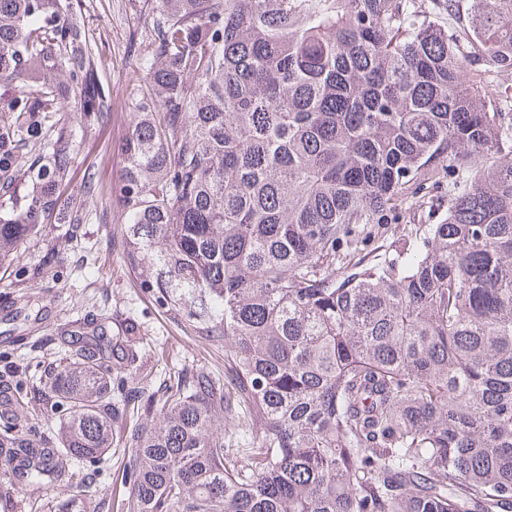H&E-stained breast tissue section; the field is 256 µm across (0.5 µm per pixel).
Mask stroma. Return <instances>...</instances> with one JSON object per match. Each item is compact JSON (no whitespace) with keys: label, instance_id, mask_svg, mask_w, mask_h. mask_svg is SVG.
Returning a JSON list of instances; mask_svg holds the SVG:
<instances>
[{"label":"stroma","instance_id":"1","mask_svg":"<svg viewBox=\"0 0 512 512\" xmlns=\"http://www.w3.org/2000/svg\"><path fill=\"white\" fill-rule=\"evenodd\" d=\"M92 35L98 56V74L110 90L102 119L74 143L75 163L64 196L78 194L86 175H93L95 196L77 237L67 240L66 225L49 224L41 236L24 243L20 261L29 279H0V352L10 353L16 365L58 363L66 352L60 330L76 319L99 313L112 318L113 334L133 326L148 366H204L224 371V343L193 334L187 324L158 306L125 265V240L112 225L101 223L102 211L111 209L121 181L124 160L116 147L134 118V103L141 89L128 78L140 63L153 35L154 0H76ZM31 301L41 318L36 322L13 319L12 305L19 297ZM66 469H87L83 488L75 491L73 512H113L114 499L127 488L117 456L105 454L91 467L66 458Z\"/></svg>","mask_w":512,"mask_h":512}]
</instances>
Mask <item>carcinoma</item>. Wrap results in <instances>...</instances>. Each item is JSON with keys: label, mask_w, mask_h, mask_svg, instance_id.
<instances>
[{"label": "carcinoma", "mask_w": 512, "mask_h": 512, "mask_svg": "<svg viewBox=\"0 0 512 512\" xmlns=\"http://www.w3.org/2000/svg\"><path fill=\"white\" fill-rule=\"evenodd\" d=\"M147 88L117 151L126 265L220 376L157 375L104 315L47 370L66 454L114 449L118 512H512V0L450 32L417 0H158ZM108 91L70 0H0V269L61 215L76 130ZM446 216L366 257L407 202ZM30 499L84 486L19 429ZM134 421L126 428L123 423Z\"/></svg>", "instance_id": "carcinoma-1"}]
</instances>
